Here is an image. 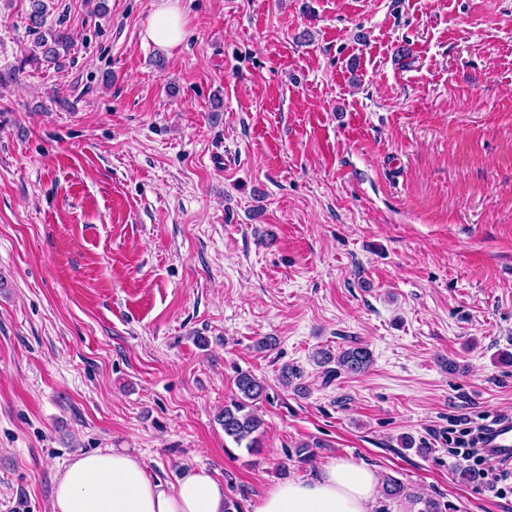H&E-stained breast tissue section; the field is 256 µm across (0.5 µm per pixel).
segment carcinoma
<instances>
[{"instance_id": "1", "label": "carcinoma", "mask_w": 512, "mask_h": 512, "mask_svg": "<svg viewBox=\"0 0 512 512\" xmlns=\"http://www.w3.org/2000/svg\"><path fill=\"white\" fill-rule=\"evenodd\" d=\"M30 11L28 21L30 28L38 32L39 37L36 47L39 51L25 56L23 64H31L37 67L58 62L61 53L69 52L72 47L73 37L71 32L59 28L41 31L46 12L45 0H29ZM335 363L336 367L325 370V375L333 376L338 370L351 375L365 373L372 364V356L368 347L356 343L348 348L333 354L329 351L319 352L317 363L328 366ZM236 395L230 403L224 405L222 424L224 435L231 438L237 445H245L251 453L261 451L256 433L263 425V420L255 411V401L260 399L265 392V387L248 371H239L234 380ZM381 494L386 504L380 512H389L388 504L406 500L412 505H422L418 512H443L441 503L430 497H422L412 491L398 478L387 475L382 479Z\"/></svg>"}]
</instances>
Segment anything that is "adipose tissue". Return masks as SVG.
Here are the masks:
<instances>
[{
    "mask_svg": "<svg viewBox=\"0 0 512 512\" xmlns=\"http://www.w3.org/2000/svg\"><path fill=\"white\" fill-rule=\"evenodd\" d=\"M156 44H180L184 24L177 0H163L146 30ZM381 479L368 466L337 459L315 477L277 483L254 512H373ZM52 512H224V486L205 469L176 483L153 480L135 456L114 449L76 455L58 476Z\"/></svg>",
    "mask_w": 512,
    "mask_h": 512,
    "instance_id": "obj_1",
    "label": "adipose tissue"
}]
</instances>
